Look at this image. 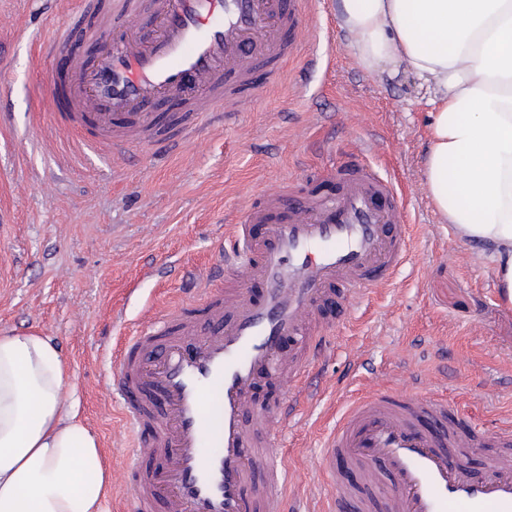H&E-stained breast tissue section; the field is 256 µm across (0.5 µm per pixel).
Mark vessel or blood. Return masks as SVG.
Returning <instances> with one entry per match:
<instances>
[{
	"mask_svg": "<svg viewBox=\"0 0 512 512\" xmlns=\"http://www.w3.org/2000/svg\"><path fill=\"white\" fill-rule=\"evenodd\" d=\"M306 0H114L89 60L66 58L73 36L45 38L55 124L120 156L136 143L164 148L193 136L199 115L223 118L245 102L257 70L278 75L295 58ZM149 19L151 39L138 26ZM181 112L164 135L154 107ZM335 196L294 181L268 190L229 225L194 281V299L153 314L120 339L115 389L133 435L128 472L135 512H278L283 479L268 444L320 392L304 387L333 322L326 305L391 284L411 247L403 194L355 152L320 170ZM258 293H250L252 285ZM300 338L299 353L281 352ZM282 395L260 399L262 379ZM490 449L485 472L466 458ZM146 456L162 460L145 470ZM318 468L335 512H512V421L462 429L446 400L378 390L354 398L324 441ZM355 484L340 481L344 469Z\"/></svg>",
	"mask_w": 512,
	"mask_h": 512,
	"instance_id": "1",
	"label": "vessel or blood"
}]
</instances>
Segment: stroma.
I'll use <instances>...</instances> for the list:
<instances>
[{"instance_id": "35a3bbf8", "label": "stroma", "mask_w": 512, "mask_h": 512, "mask_svg": "<svg viewBox=\"0 0 512 512\" xmlns=\"http://www.w3.org/2000/svg\"><path fill=\"white\" fill-rule=\"evenodd\" d=\"M112 2L73 17L58 0H0V332H39L69 361L80 416L112 473L104 512L131 498V435L113 399L110 337L188 300L226 225L268 184L297 175L334 195L313 172L347 160L360 137L372 144L368 161L390 164L404 190L412 254L391 286L332 327L311 372L320 403L274 442L285 497L325 512L331 486L316 460L337 398L351 391L441 395L476 429L511 419L512 309L493 264L430 205L422 170L432 107L418 80L364 69L337 30L333 0H310L309 26L331 30L335 44L301 43L276 87L259 88L224 120L203 116L174 152L142 144L121 157L87 155L54 124L51 66L34 48L69 21L82 31L69 52L92 53L84 31ZM327 53L330 63L307 66Z\"/></svg>"}]
</instances>
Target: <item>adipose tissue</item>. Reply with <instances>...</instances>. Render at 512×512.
I'll use <instances>...</instances> for the list:
<instances>
[{
    "instance_id": "obj_1",
    "label": "adipose tissue",
    "mask_w": 512,
    "mask_h": 512,
    "mask_svg": "<svg viewBox=\"0 0 512 512\" xmlns=\"http://www.w3.org/2000/svg\"><path fill=\"white\" fill-rule=\"evenodd\" d=\"M335 14L363 68H405L431 94L429 200L511 307L512 0H335ZM111 486L52 340L0 333V512H102Z\"/></svg>"
}]
</instances>
